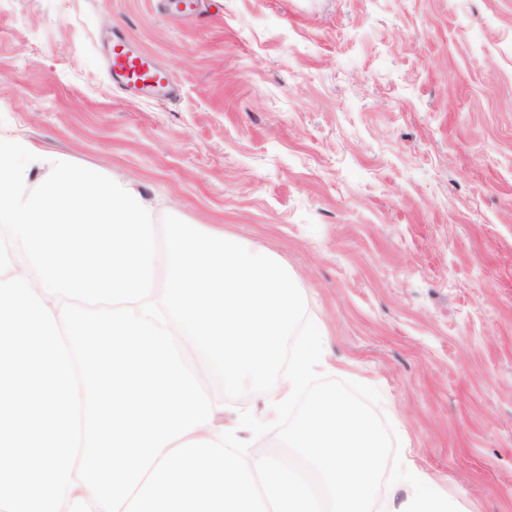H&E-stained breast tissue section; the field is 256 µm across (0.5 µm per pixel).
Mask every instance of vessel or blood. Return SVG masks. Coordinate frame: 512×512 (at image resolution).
I'll return each mask as SVG.
<instances>
[{
    "label": "vessel or blood",
    "instance_id": "vessel-or-blood-1",
    "mask_svg": "<svg viewBox=\"0 0 512 512\" xmlns=\"http://www.w3.org/2000/svg\"><path fill=\"white\" fill-rule=\"evenodd\" d=\"M108 69L113 81L122 88L149 94L163 91L171 99L177 95L166 71L152 56L137 49L123 32L112 34Z\"/></svg>",
    "mask_w": 512,
    "mask_h": 512
}]
</instances>
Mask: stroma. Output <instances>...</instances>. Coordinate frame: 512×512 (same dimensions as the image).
I'll use <instances>...</instances> for the list:
<instances>
[{"mask_svg":"<svg viewBox=\"0 0 512 512\" xmlns=\"http://www.w3.org/2000/svg\"><path fill=\"white\" fill-rule=\"evenodd\" d=\"M0 0V137L284 262L320 374L376 387L467 512H512V0ZM177 100L112 84L103 41ZM108 69L112 81L122 88L143 90L148 95L164 91L168 99L178 95L166 71L152 56L137 49L122 31L112 33Z\"/></svg>","mask_w":512,"mask_h":512,"instance_id":"stroma-1","label":"stroma"}]
</instances>
